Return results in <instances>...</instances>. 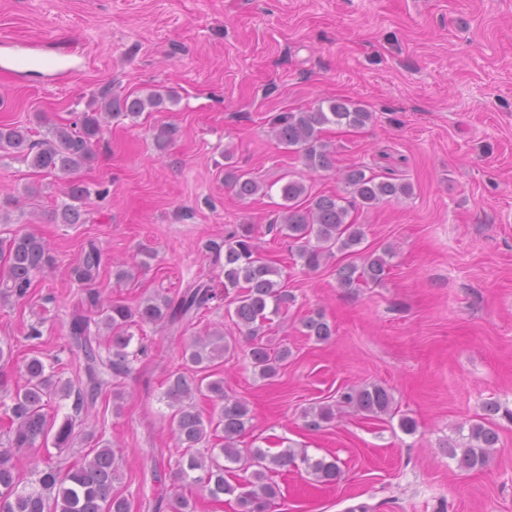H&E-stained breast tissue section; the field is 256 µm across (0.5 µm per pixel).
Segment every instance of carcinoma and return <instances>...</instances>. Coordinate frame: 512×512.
I'll list each match as a JSON object with an SVG mask.
<instances>
[{
	"label": "carcinoma",
	"instance_id": "obj_1",
	"mask_svg": "<svg viewBox=\"0 0 512 512\" xmlns=\"http://www.w3.org/2000/svg\"><path fill=\"white\" fill-rule=\"evenodd\" d=\"M163 95L152 91L145 97L103 93L98 110L83 113L80 125H55L48 135L37 142L30 141L28 130L13 124H0V153L12 156L28 167L47 174L66 176L91 162L93 147L104 133L107 118L138 117L146 108H157ZM373 114L345 99H333L328 105L318 104L297 112L278 115L272 126L275 139L289 152L303 159L312 169H327L331 155L322 141L327 125L363 127L372 121ZM224 184L235 196L245 200L257 195L263 186L250 173L230 168ZM286 204L277 212L273 224L288 241L296 244V255L308 269L319 268L327 259L340 253L349 262L337 269L338 284L354 288L367 281L377 282L389 271L382 253L365 252L360 245L365 239L364 227L350 220L356 207L374 208L411 194V186L398 185L366 175L355 167L347 172L344 188L334 194L314 195L306 184L289 179L280 187ZM65 196L69 202L61 209L65 224H79L86 212L90 196L88 187L68 182ZM360 263L355 264L351 259ZM224 262V293L233 295V323L249 339L247 356L259 377L270 379L288 360L286 346L277 349L262 342L259 336L262 323L278 316L293 300L280 281V272L260 252L254 242L253 228L241 224L224 238V247L214 248V262ZM103 257L100 248L90 241L82 249L70 269L81 283L91 285L81 307L75 309L69 321L71 344L82 355L85 379L65 382L46 373V365L37 356L25 365V385L9 394L11 405L5 415L9 421V445L0 450V512H132L131 502L115 483L120 480L119 460L107 444L97 449L93 457H85L69 466L63 461H47L44 466L33 465L32 479L27 480L19 470L20 457L29 455L47 441H52L58 453H70L78 437L76 428L82 426L81 413L96 405L102 391L111 385L110 376L129 370L128 348L133 335L132 325H181L196 318L213 298L209 285L200 282L184 289L175 297L152 296L131 309L118 300L103 305L100 292L94 288L100 274ZM55 259L44 241L29 232H16L0 239V299L23 300L37 274L54 265ZM100 313L95 324L86 311ZM306 335L324 341L333 335V327L321 314L304 322ZM106 329L108 356L100 354V329ZM234 337L219 328L208 329L191 338L184 349L186 364L196 369L200 378L188 380L180 372L166 380L164 398L171 409L169 423L184 451L178 460L180 478L192 480L218 500L223 495H236L240 512H269L280 496V488L270 478L278 468L290 466L296 459L291 449L276 454L263 448L242 450L239 439L251 426L250 409L245 400L231 396L224 389V379L212 378L214 362L236 350ZM76 394L74 414L55 425L47 418L46 407L51 399ZM201 395L212 402L211 411L204 415L197 410L194 399ZM394 397L387 388L373 384L365 387H346L338 392L335 407L325 406L305 413L306 426L311 429L333 418L334 410L352 409L370 417L392 415ZM223 440L219 453L198 446L212 438ZM498 442L494 429L483 423L469 427L467 443L461 448L460 467L481 470L486 467L491 451ZM302 462L322 484L333 485L340 478L337 460L311 459ZM250 471L245 484L233 480L235 472Z\"/></svg>",
	"mask_w": 512,
	"mask_h": 512
}]
</instances>
